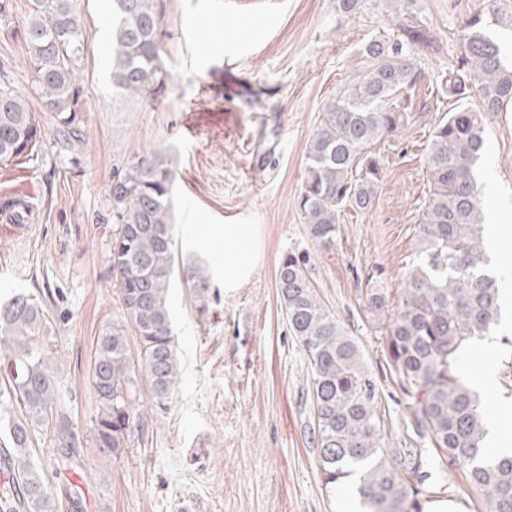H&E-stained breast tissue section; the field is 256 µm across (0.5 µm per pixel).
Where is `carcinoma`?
<instances>
[{"instance_id":"cac0c4a2","label":"carcinoma","mask_w":512,"mask_h":512,"mask_svg":"<svg viewBox=\"0 0 512 512\" xmlns=\"http://www.w3.org/2000/svg\"><path fill=\"white\" fill-rule=\"evenodd\" d=\"M81 0H33L23 25L25 62L56 135L66 144L83 137L84 108L76 73L83 52ZM400 37L365 47L367 70L326 105L309 140L298 208L309 235L325 250L336 245L341 212L369 211L383 178L372 151L413 120L421 80L417 56L436 42L418 18L417 0H381ZM163 0H112L108 53L112 101L148 98L164 86L160 56ZM512 31V12L497 0L463 25L465 53L448 73V96L473 106L448 113L432 130L425 156L429 195L418 224V248L403 278L397 309L381 288L366 291L364 309L382 340L384 368L413 399L405 436L415 448L390 444L376 385L354 336L320 301L308 275L309 257L288 252L276 284L288 330L310 367L312 438L321 482L335 493L352 479L364 512H423L432 460L460 469L483 512H512V451L490 454L487 403L457 375L458 360L501 318L496 279L485 265L484 197L475 168L485 142L484 115L512 107V61L492 29ZM43 131L26 98L0 81V166L27 163ZM168 156L147 151L113 173L109 271L120 290L127 325L97 339L91 373L98 410L97 447L117 456L142 426L136 408V369L146 375L156 407L166 409L179 379L171 334L169 291L179 276L192 293L209 288L207 267L180 263L174 251ZM139 342V365L126 328ZM46 318L41 302L18 293L0 304V350H9L0 390V429L9 447L0 462L12 470L0 489V512H56L43 468L30 458L33 437L74 448L77 433L61 402L62 382L42 353ZM423 447H418V444Z\"/></svg>"}]
</instances>
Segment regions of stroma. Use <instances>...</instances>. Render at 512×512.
Here are the masks:
<instances>
[{"instance_id":"obj_1","label":"stroma","mask_w":512,"mask_h":512,"mask_svg":"<svg viewBox=\"0 0 512 512\" xmlns=\"http://www.w3.org/2000/svg\"><path fill=\"white\" fill-rule=\"evenodd\" d=\"M484 0H419L439 42L422 55L419 104L398 137L378 142L384 163L375 203L344 210L335 249L315 246L298 210L305 153L325 107L367 67L365 45L398 35L376 0L344 15L337 0H165L161 55L166 87L148 105L112 102L108 76L110 0H82L84 53L78 77L85 140L57 142L54 120L33 90L21 36L32 0H5L0 12V71L43 127L26 168L0 166V188L33 183L36 215L27 235L0 223V302L14 293L45 296L47 355L80 444V466L46 469L57 512H357L349 497L326 492L312 442L307 361L288 332L276 272L288 252L308 253L309 276L327 310L359 341L377 385L390 438H403L407 398L382 367V345L363 309L365 291L397 297L417 249L429 190L430 133L462 104L442 89L463 51L464 21ZM163 149L176 173L178 255L210 272L204 299L170 290L181 378L167 410L155 409L146 382L136 405L143 431L113 456L91 437L96 399L89 370L98 336L123 322L108 274L114 171L137 154ZM479 182L486 214L509 229L489 248L498 283H512V112L488 116ZM245 224L252 260L224 278V227ZM499 345L473 343L461 376L477 383L494 368L482 396L501 448H512V322L498 324ZM430 485L455 512H482L459 472L430 469Z\"/></svg>"}]
</instances>
